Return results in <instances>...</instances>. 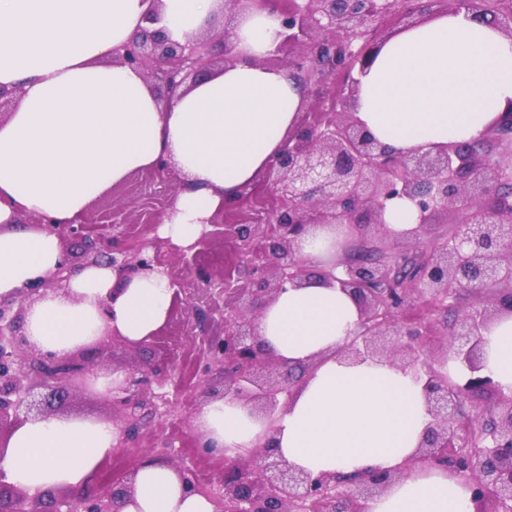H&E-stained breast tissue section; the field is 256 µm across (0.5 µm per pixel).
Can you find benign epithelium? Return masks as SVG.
Instances as JSON below:
<instances>
[{"label": "benign epithelium", "mask_w": 512, "mask_h": 512, "mask_svg": "<svg viewBox=\"0 0 512 512\" xmlns=\"http://www.w3.org/2000/svg\"><path fill=\"white\" fill-rule=\"evenodd\" d=\"M226 0L225 9L268 11L278 15L283 29L276 50L263 59L280 67L279 55L288 53L285 66L314 93L284 148L262 173L260 187H246L224 201L195 242L228 233L235 241L238 274L243 279H212L209 269L195 263L185 249L178 256L189 274L207 283L195 295L184 296L180 279L169 276L175 290L174 307L206 308L224 320V335L203 337L205 362L199 388L207 390L219 377L224 390L211 399L241 401L268 421L266 433L247 455L235 454L223 477L205 491L193 467L162 451L157 461L171 466L184 488L203 494L215 512H335L344 500L350 512H365L366 503L397 480V471H376L358 477L302 472L274 449L273 423L285 391L263 371L288 368L305 379L307 365L287 366L265 348L257 333V318L266 304L291 284L310 275L308 262L296 249L297 241L320 224H334L345 241L368 242L375 231L381 245L361 255L336 260L321 275L350 291L361 312L358 334L339 351L343 359L385 360L401 368L424 369V393L432 421L413 463L450 472L472 485L474 512L493 501L495 512H512V395H505L493 377L483 371L480 336L503 316L512 315V290L507 288L486 304L462 312L451 333V350L433 346L427 326L403 328L399 318L413 299L428 309L447 307L462 288L481 289L490 283L512 284V109L502 113L478 139L434 146L426 151L395 152L378 141L353 117L358 80L387 40L392 21H406L433 8V13L462 9L476 15L486 0ZM491 21L512 37V7L499 8ZM155 25L112 51V61L141 70L152 83L164 107L210 73V51L204 41L182 44L169 38L158 8L146 16ZM409 201L417 226L395 231L387 225L389 204ZM451 222L449 236L428 238L431 226ZM60 237L69 232L83 238L84 263H96L112 252L110 264L116 284L168 265L158 259L166 241L134 238L126 224L111 225L100 236L85 227L58 224L41 215L29 220ZM408 262L412 275L397 276V262ZM73 265L64 259L44 281L22 291L11 302H0V455L18 426L30 417H46L42 406L65 403L80 391L93 388L98 372L70 352L59 356L32 345L13 333L27 306L44 296V283L61 286ZM156 335L131 341L117 331L102 333L93 343L99 348L112 340L128 350L148 345ZM466 366L465 378L455 384L434 369L448 352ZM175 360L166 357L144 366L108 368L106 388L112 402L116 443L112 453L137 447L141 432L171 406L156 392L172 377ZM495 397L490 420L480 424L484 443L466 444L462 424L454 411L464 398ZM138 467L110 479L94 492L64 494L52 490V512H121L135 493ZM0 512H45L43 501L5 481L0 472Z\"/></svg>", "instance_id": "1"}]
</instances>
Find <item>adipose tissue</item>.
Segmentation results:
<instances>
[{
  "label": "adipose tissue",
  "instance_id": "obj_1",
  "mask_svg": "<svg viewBox=\"0 0 512 512\" xmlns=\"http://www.w3.org/2000/svg\"><path fill=\"white\" fill-rule=\"evenodd\" d=\"M152 0H0V88L17 93L0 119V301L16 299L63 259L59 239L24 228V215L77 220L131 173L168 159L183 185L158 232L192 245L226 198L251 183L281 149L304 106L287 73L263 65L280 42L276 15L244 12L232 35L236 62L162 107L140 70L112 62L140 33ZM224 0H161L171 39L207 30ZM355 116L395 151L427 150L479 137L512 108V37L467 12L437 15L390 38L358 78ZM339 235L326 225L299 243L317 273L267 304L258 331L288 364L313 370L276 421L275 450L312 475L402 470L368 512H471L468 483L442 470H406L431 421L424 382L410 369L338 352L357 331L354 298L320 271ZM107 263L77 269L27 312L31 344L60 355L116 328L137 340L167 320L173 291L162 272L113 294ZM482 364L512 394V316L482 338ZM203 430L218 448L244 453L266 429L249 405L213 400ZM111 424L31 418L14 432L0 471L32 497L86 485L111 456ZM123 512H214L185 493L168 465H141Z\"/></svg>",
  "mask_w": 512,
  "mask_h": 512
}]
</instances>
